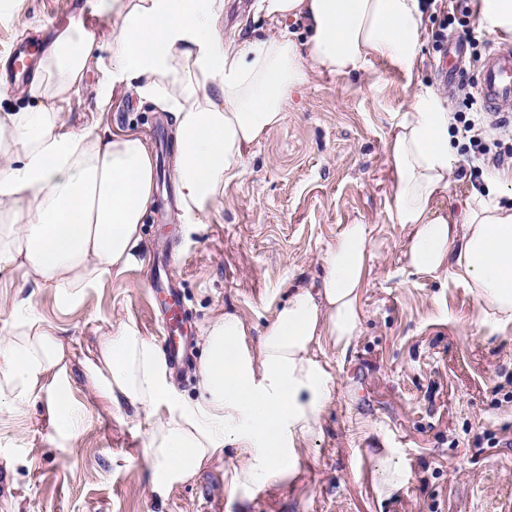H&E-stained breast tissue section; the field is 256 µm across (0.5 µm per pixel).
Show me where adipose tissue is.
Here are the masks:
<instances>
[{
  "label": "adipose tissue",
  "instance_id": "obj_1",
  "mask_svg": "<svg viewBox=\"0 0 512 512\" xmlns=\"http://www.w3.org/2000/svg\"><path fill=\"white\" fill-rule=\"evenodd\" d=\"M269 21L303 19L305 44L290 33L235 46L220 27L224 0H95L109 34L80 24L58 31L35 67L27 105L0 106V270L24 269L55 288L63 307L132 266L156 190L144 137L92 123L68 125L94 51H106L111 89L129 90L168 113L172 173L187 221L222 204L241 177L245 149L282 124L309 72L346 76L373 59L413 73L426 31L423 0H257ZM478 23L512 40V0H475ZM445 101L414 96L387 144L392 223L409 233L414 274L452 279L483 324L512 325V201L492 175L485 192L443 211L455 163ZM373 227L348 224L327 244L317 284L300 286L263 330L232 310L213 313L201 335L197 396L179 397L165 360L134 323L100 337L83 359L93 392L126 403L142 419L149 485L163 497L226 454L232 490L297 478L303 448L320 430L337 387L326 348L346 354L362 326L361 292ZM69 349L56 327L33 318L0 336V414L43 398L57 433L70 438L82 416L66 373Z\"/></svg>",
  "mask_w": 512,
  "mask_h": 512
}]
</instances>
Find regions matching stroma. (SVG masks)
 I'll list each match as a JSON object with an SVG mask.
<instances>
[{
  "instance_id": "1",
  "label": "stroma",
  "mask_w": 512,
  "mask_h": 512,
  "mask_svg": "<svg viewBox=\"0 0 512 512\" xmlns=\"http://www.w3.org/2000/svg\"><path fill=\"white\" fill-rule=\"evenodd\" d=\"M256 0H224V39L238 45L271 35L310 37L303 21L275 25ZM95 0H0V65L18 42L45 44L74 22L109 30ZM448 0L426 11L429 31L416 71L386 60L336 76L314 72L296 92L281 126L253 144L244 174L225 185L224 204L188 223L171 170L167 113L132 92L98 95L110 76L91 61L68 104V123L90 121L135 131L154 144L156 191L142 227L143 249L119 278L62 308L55 289L35 288L22 271H0V294L30 297V310L62 330L71 345L68 380L83 412L76 439L58 435L43 401L0 416V512H512V327L489 332L464 288L405 267L406 231L389 217L386 143L415 92L430 89L454 103L440 78L444 46L432 36ZM491 163L457 150L449 194L455 207L484 190ZM347 224L374 227L377 247L362 290V330L347 355L328 353L337 389L320 432L304 449L300 475L248 492L226 486L212 462L166 497L153 494L135 410L95 399L82 365L100 336L134 322L165 349V310L149 302L150 257L157 243L173 256L171 276L184 310L191 359L212 310H235L264 328L295 287L317 282L320 256ZM403 480L386 493L381 449Z\"/></svg>"
}]
</instances>
